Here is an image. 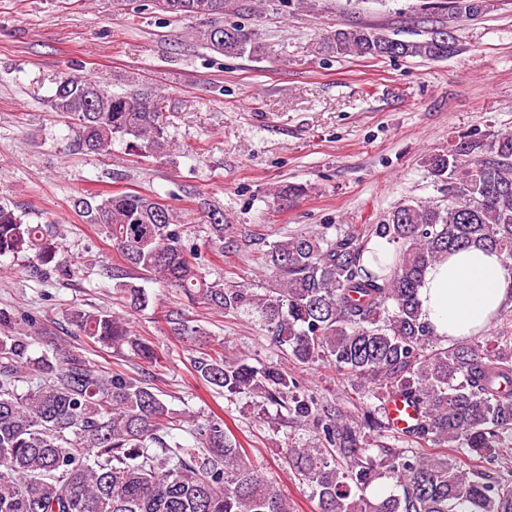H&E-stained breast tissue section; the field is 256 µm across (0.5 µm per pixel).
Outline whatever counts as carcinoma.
<instances>
[{
	"label": "carcinoma",
	"instance_id": "obj_1",
	"mask_svg": "<svg viewBox=\"0 0 512 512\" xmlns=\"http://www.w3.org/2000/svg\"><path fill=\"white\" fill-rule=\"evenodd\" d=\"M259 0H155L174 19L195 18L191 38L226 57L261 56L258 30L227 15H257ZM325 0H279L290 13ZM489 0H434L429 9L476 19ZM441 26L404 40L352 22L315 43L325 58L442 59L457 50ZM148 94L135 83L114 92L103 80L65 73L48 100L75 121L79 147L107 154L117 137L144 157L172 158L176 144L158 124ZM446 184L445 204L402 202L358 233L333 224L274 242L265 265L276 287L260 290L208 279L197 248L185 241L173 209L138 192L94 191L74 200L83 222L101 227L119 262L110 278L115 299L137 312L151 303L138 281H159L213 313L258 318L265 336L294 364L323 362L374 402L348 415L306 390L288 366L254 365L219 346L190 358L191 375L216 394H251L309 426L315 443L284 448L292 476L312 489L318 512H512V469L497 477L483 465L512 448V333L498 331L441 343L425 321L418 291L426 269L448 253L485 245L512 272V134L462 137L424 161ZM208 238L224 255V224L208 214ZM55 224H30L0 200V256L32 253L42 276L63 272ZM391 247L381 262L371 245ZM160 320L183 343L210 335L188 309L170 306ZM36 316L0 308V512H290L279 487L251 461L213 414L178 417L146 379L102 367L81 344L53 339L38 357ZM70 335L129 351L159 367L152 344L121 314L77 307ZM27 391L18 392V384ZM402 397L419 419L405 431L384 406ZM190 423L187 441L173 430ZM464 448L463 468L449 448ZM389 494L365 491L381 476Z\"/></svg>",
	"mask_w": 512,
	"mask_h": 512
}]
</instances>
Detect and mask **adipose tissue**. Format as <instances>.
Masks as SVG:
<instances>
[{
    "instance_id": "adipose-tissue-1",
    "label": "adipose tissue",
    "mask_w": 512,
    "mask_h": 512,
    "mask_svg": "<svg viewBox=\"0 0 512 512\" xmlns=\"http://www.w3.org/2000/svg\"><path fill=\"white\" fill-rule=\"evenodd\" d=\"M419 299L424 318L438 337L474 336L512 303V272L498 253L473 246L429 267Z\"/></svg>"
}]
</instances>
